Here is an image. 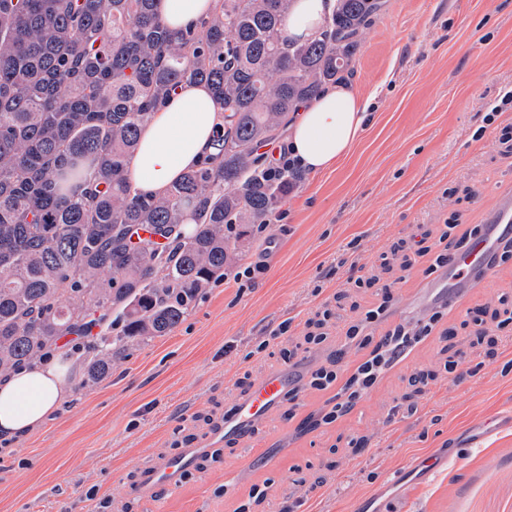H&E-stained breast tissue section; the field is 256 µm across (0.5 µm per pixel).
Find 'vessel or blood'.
<instances>
[{"instance_id":"obj_1","label":"vessel or blood","mask_w":512,"mask_h":512,"mask_svg":"<svg viewBox=\"0 0 512 512\" xmlns=\"http://www.w3.org/2000/svg\"><path fill=\"white\" fill-rule=\"evenodd\" d=\"M484 230L467 239L462 248L449 255L435 286L444 302L459 299L470 289L479 287L495 270L504 246L512 242V193L496 198ZM288 392V382L278 372L265 376L244 398L236 401L219 425L199 448H185L159 464L146 467L137 485L138 493L153 495L176 490L185 473L194 469L206 455L222 448L225 442L244 439L254 424L263 420Z\"/></svg>"}]
</instances>
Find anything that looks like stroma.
<instances>
[{
  "label": "stroma",
  "instance_id": "35a3bbf8",
  "mask_svg": "<svg viewBox=\"0 0 512 512\" xmlns=\"http://www.w3.org/2000/svg\"><path fill=\"white\" fill-rule=\"evenodd\" d=\"M343 74L371 99L370 124L337 167L302 173L267 228L247 225L220 282L168 334L128 341L108 376L85 379L31 435L0 443V512H512V257L332 422L333 390L370 353L347 327L379 306L380 339L418 316L426 270L485 224L512 190V0H383ZM264 270H256L258 261ZM251 277H244L247 267ZM457 362L449 374V362ZM305 378L243 445L202 459L169 499L134 494L142 467L199 447L270 372ZM436 467L402 498L400 473Z\"/></svg>",
  "mask_w": 512,
  "mask_h": 512
}]
</instances>
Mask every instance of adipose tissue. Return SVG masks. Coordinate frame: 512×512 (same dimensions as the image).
<instances>
[{
  "mask_svg": "<svg viewBox=\"0 0 512 512\" xmlns=\"http://www.w3.org/2000/svg\"><path fill=\"white\" fill-rule=\"evenodd\" d=\"M334 0H296L286 17V33L305 41L319 33ZM215 0H160L163 23L177 31L209 18ZM370 101L349 83L334 85L315 101L296 106L286 125L288 150L312 173L339 164L367 128ZM224 132V114L203 84L183 86L142 128L128 170L133 189L144 196L164 195L188 169L214 154ZM70 392L68 366L32 365L0 378V437L11 438L42 427Z\"/></svg>",
  "mask_w": 512,
  "mask_h": 512,
  "instance_id": "ef3b65f1",
  "label": "adipose tissue"
}]
</instances>
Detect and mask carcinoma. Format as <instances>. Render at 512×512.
I'll list each match as a JSON object with an SVG mask.
<instances>
[{
    "label": "carcinoma",
    "mask_w": 512,
    "mask_h": 512,
    "mask_svg": "<svg viewBox=\"0 0 512 512\" xmlns=\"http://www.w3.org/2000/svg\"><path fill=\"white\" fill-rule=\"evenodd\" d=\"M158 2L0 0V373L98 310L118 311L123 329L92 346L88 382L124 340L181 322L224 278V226L266 220L299 179H268L257 149L342 78L383 7L334 0L318 36L298 42L283 25L293 0H217L179 33ZM193 83L224 112L218 153L145 198L128 180L138 130Z\"/></svg>",
    "instance_id": "obj_1"
}]
</instances>
